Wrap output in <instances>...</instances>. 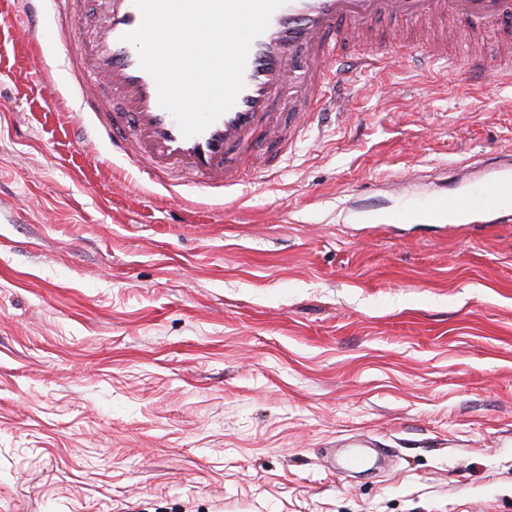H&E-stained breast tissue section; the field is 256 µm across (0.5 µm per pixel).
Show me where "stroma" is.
<instances>
[{
	"label": "stroma",
	"instance_id": "1",
	"mask_svg": "<svg viewBox=\"0 0 512 512\" xmlns=\"http://www.w3.org/2000/svg\"><path fill=\"white\" fill-rule=\"evenodd\" d=\"M0 0V512H512V80L356 68L267 183L161 186L75 141ZM391 456L341 471L359 439ZM512 199V168L501 169L489 185L473 192H459L431 198L426 208L434 213L465 217L468 224H494L508 217L504 199Z\"/></svg>",
	"mask_w": 512,
	"mask_h": 512
}]
</instances>
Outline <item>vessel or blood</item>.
Wrapping results in <instances>:
<instances>
[{
	"label": "vessel or blood",
	"instance_id": "b4317fda",
	"mask_svg": "<svg viewBox=\"0 0 512 512\" xmlns=\"http://www.w3.org/2000/svg\"><path fill=\"white\" fill-rule=\"evenodd\" d=\"M81 0H24L30 33H37L44 11H51L53 41L62 68L90 121L82 142L108 141L113 158L162 184L172 198L191 183L215 195L242 182L238 159H253L251 175L266 179L279 161L305 139L315 116L335 105L334 90L349 71L337 44L366 41L384 16L438 23L433 40L407 45V55L456 66L443 52L451 22L475 20L483 30L512 17V0H285L266 30L250 47L244 88L234 105L202 133L183 136L175 117L159 104L152 75L140 63L137 47L126 40L143 15L135 0H104L106 15L88 24ZM287 105L288 120L277 109ZM512 198V168L499 170L488 186L473 192L439 195L429 211L492 224L505 216Z\"/></svg>",
	"mask_w": 512,
	"mask_h": 512
}]
</instances>
